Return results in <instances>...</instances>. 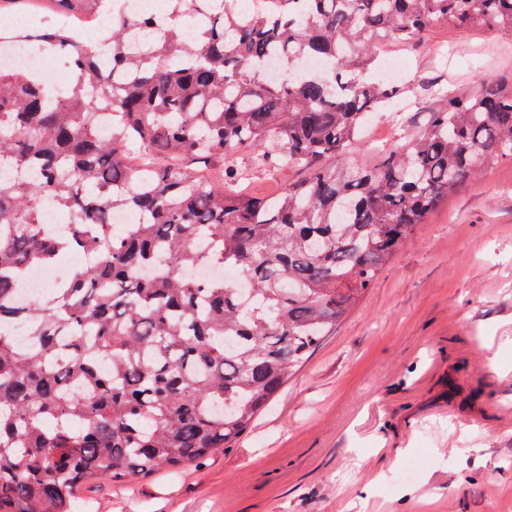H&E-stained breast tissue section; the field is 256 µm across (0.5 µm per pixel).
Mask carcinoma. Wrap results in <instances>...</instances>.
<instances>
[{
  "label": "carcinoma",
  "mask_w": 512,
  "mask_h": 512,
  "mask_svg": "<svg viewBox=\"0 0 512 512\" xmlns=\"http://www.w3.org/2000/svg\"><path fill=\"white\" fill-rule=\"evenodd\" d=\"M105 12L111 0H45ZM89 48L46 27L66 88L0 67V512H72L88 483L197 466L233 445L457 186L512 158V78L454 97L374 159L354 149L401 88L362 74L433 27L512 33V0H171ZM207 20L181 27L191 6ZM161 35L129 52L126 33ZM280 64L277 76L268 60ZM316 61L323 68L301 67ZM300 176L271 198L237 156ZM72 229L40 230L39 205ZM130 227L112 235L115 211ZM93 257L20 305L34 263ZM232 267L246 292L193 280ZM26 324L17 343L11 323Z\"/></svg>",
  "instance_id": "carcinoma-1"
}]
</instances>
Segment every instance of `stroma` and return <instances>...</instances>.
<instances>
[{"instance_id":"35a3bbf8","label":"stroma","mask_w":512,"mask_h":512,"mask_svg":"<svg viewBox=\"0 0 512 512\" xmlns=\"http://www.w3.org/2000/svg\"><path fill=\"white\" fill-rule=\"evenodd\" d=\"M402 61L398 111L512 74V34L442 26ZM512 161L424 222L230 450L91 512H512Z\"/></svg>"}]
</instances>
